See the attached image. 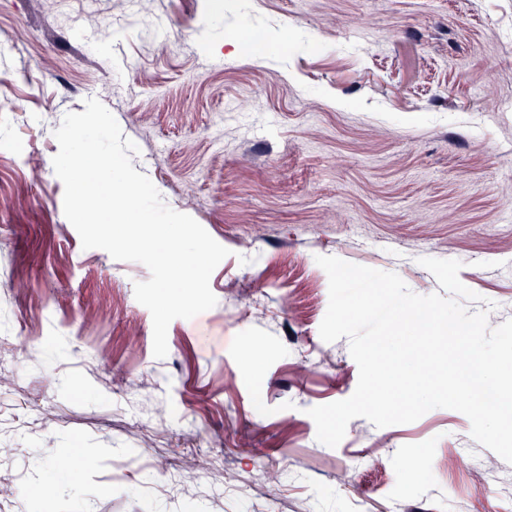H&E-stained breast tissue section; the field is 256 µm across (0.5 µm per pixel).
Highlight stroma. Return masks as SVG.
<instances>
[{"label": "stroma", "mask_w": 512, "mask_h": 512, "mask_svg": "<svg viewBox=\"0 0 512 512\" xmlns=\"http://www.w3.org/2000/svg\"><path fill=\"white\" fill-rule=\"evenodd\" d=\"M0 0V512H512V464L444 408L330 448L309 408L352 395L347 339L319 326L316 256L439 292L422 257L512 319V0ZM101 101L165 204L230 254L214 308L153 355L141 263L83 249L54 132ZM223 437L215 500L145 468ZM426 458L427 479L407 465ZM79 479L58 473L60 458Z\"/></svg>", "instance_id": "stroma-1"}]
</instances>
